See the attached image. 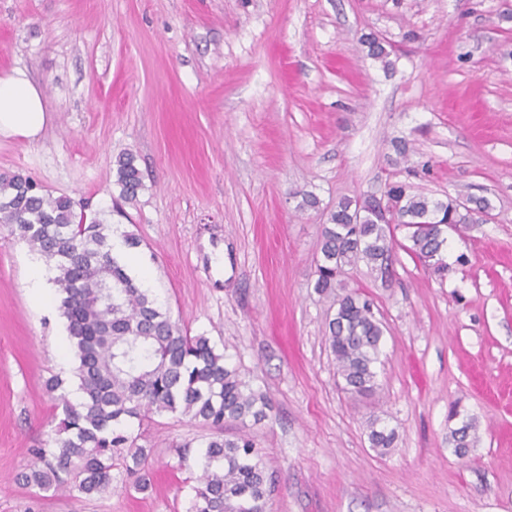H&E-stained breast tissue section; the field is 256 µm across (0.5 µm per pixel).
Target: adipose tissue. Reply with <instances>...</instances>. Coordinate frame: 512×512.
<instances>
[{
    "label": "adipose tissue",
    "instance_id": "adipose-tissue-1",
    "mask_svg": "<svg viewBox=\"0 0 512 512\" xmlns=\"http://www.w3.org/2000/svg\"><path fill=\"white\" fill-rule=\"evenodd\" d=\"M48 121L40 89L22 69L0 75V136L37 140Z\"/></svg>",
    "mask_w": 512,
    "mask_h": 512
}]
</instances>
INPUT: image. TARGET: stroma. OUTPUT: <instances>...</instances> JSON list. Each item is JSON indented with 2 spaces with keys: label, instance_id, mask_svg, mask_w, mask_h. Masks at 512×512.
<instances>
[{
  "label": "stroma",
  "instance_id": "35a3bbf8",
  "mask_svg": "<svg viewBox=\"0 0 512 512\" xmlns=\"http://www.w3.org/2000/svg\"><path fill=\"white\" fill-rule=\"evenodd\" d=\"M16 68L49 121L0 138V173L135 234L172 320L270 399L268 420L225 429L260 448L268 512H512V0H0V75ZM124 152L143 174L126 203ZM396 180L492 209L449 231L445 274L401 247L348 268L384 327L378 388L358 399L329 346L336 296L314 288L322 226ZM29 254L0 225V512H187L210 431L177 414L141 429L148 492L16 482L55 439L45 381L77 387L58 294L40 310L27 295ZM455 403L476 422L463 456ZM376 418L398 434L384 454Z\"/></svg>",
  "mask_w": 512,
  "mask_h": 512
}]
</instances>
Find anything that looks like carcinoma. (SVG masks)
Listing matches in <instances>:
<instances>
[{
  "instance_id": "cac0c4a2",
  "label": "carcinoma",
  "mask_w": 512,
  "mask_h": 512,
  "mask_svg": "<svg viewBox=\"0 0 512 512\" xmlns=\"http://www.w3.org/2000/svg\"><path fill=\"white\" fill-rule=\"evenodd\" d=\"M366 44L370 57L391 65L378 40ZM116 178L120 196L136 199L143 182L132 154L118 157ZM489 209L484 197L434 201L410 193L404 183L388 185L381 201L342 199L323 227L315 288L335 291L345 267L359 261L382 266L399 226L408 229L407 250L442 273L448 268L442 258L448 228L474 223ZM0 224L55 271L82 392L73 401L59 377L46 380L45 391L63 418L55 445L34 449L19 480L41 491L90 497L111 488L112 470L121 468L144 493L151 486L147 450L137 444L132 425L179 414L214 430L201 452L187 512H267L271 475L260 449L248 434L224 437V427L265 421L272 411L269 399L248 386L209 337L183 330L157 297L137 284L112 255L110 225L88 217L67 195L54 196L29 177L5 173L0 174ZM382 337L369 304L352 295L337 299L328 340L348 393L375 392ZM448 420L458 421L449 443L463 456L473 446L476 424L455 408ZM395 438L394 430L372 422L371 447L384 452Z\"/></svg>"
}]
</instances>
